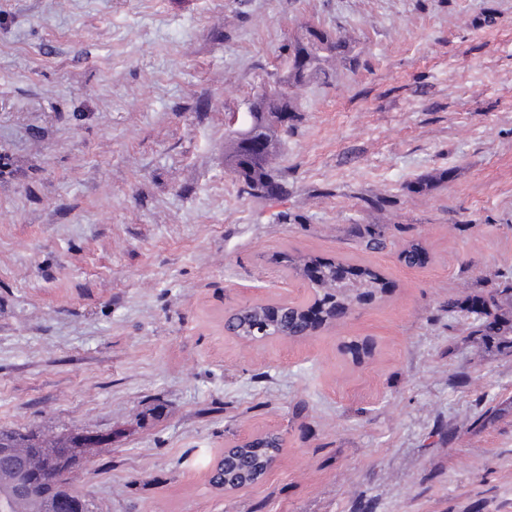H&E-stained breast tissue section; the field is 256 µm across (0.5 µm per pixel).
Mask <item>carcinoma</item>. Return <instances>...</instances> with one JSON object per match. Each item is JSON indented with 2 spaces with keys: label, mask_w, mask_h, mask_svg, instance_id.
<instances>
[{
  "label": "carcinoma",
  "mask_w": 512,
  "mask_h": 512,
  "mask_svg": "<svg viewBox=\"0 0 512 512\" xmlns=\"http://www.w3.org/2000/svg\"><path fill=\"white\" fill-rule=\"evenodd\" d=\"M336 49V41L319 31H310L305 43H298L294 51L303 52L307 65L302 70L294 71V81L299 82L317 73V52ZM290 110L288 91L278 85L266 92L257 103V112H285ZM233 168L242 172L249 194L267 192L273 187V175L269 165L268 150L253 151L239 145L234 156ZM289 268L297 273L308 275V268L314 267L316 276L311 279L315 290L314 303L308 308L297 306L292 309L273 307L257 303L239 311L230 321L235 334L241 338H250L257 331L267 327L282 336L295 337L314 329L307 313L313 312L321 322H328L334 317L333 311L338 307L351 308L352 305L370 298L385 289L382 275L370 268L356 265H344L333 261H324L308 255L287 258ZM512 291V285L505 282L503 287H493L482 291L472 299L470 309L478 311L484 320L471 327L470 335L488 337L489 331L498 336L497 349L512 355V321L500 314L503 304L501 295ZM0 447L14 449L16 458L30 469H40L43 465L58 458L61 448H78L80 442L75 436H58L53 442L46 443L27 434L0 429ZM267 449L239 448L227 459H221L211 477V483L219 488L240 486L251 483L265 472ZM17 480V473L9 467L0 465V506L8 502L9 512H52L51 501L65 498L87 506V512H93L91 500L78 494L69 486L66 473L60 472L52 483H36L24 496L12 495Z\"/></svg>",
  "instance_id": "carcinoma-1"
}]
</instances>
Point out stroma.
<instances>
[{
    "label": "stroma",
    "mask_w": 512,
    "mask_h": 512,
    "mask_svg": "<svg viewBox=\"0 0 512 512\" xmlns=\"http://www.w3.org/2000/svg\"><path fill=\"white\" fill-rule=\"evenodd\" d=\"M312 29L328 75L289 83L245 193L235 133ZM287 254L386 291L300 340L225 333L313 300ZM502 274L512 0H0V428L105 435L71 474L95 512H512V356L467 319ZM273 431L263 479L212 486Z\"/></svg>",
    "instance_id": "35a3bbf8"
}]
</instances>
